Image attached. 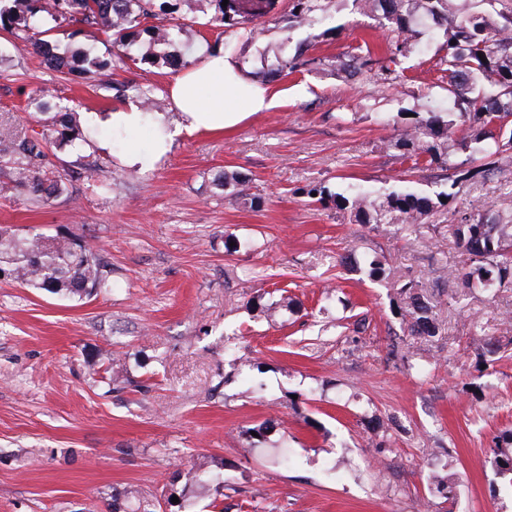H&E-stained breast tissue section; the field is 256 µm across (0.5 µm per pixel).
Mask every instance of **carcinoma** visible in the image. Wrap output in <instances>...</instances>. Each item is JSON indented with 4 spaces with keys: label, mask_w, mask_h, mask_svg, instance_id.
<instances>
[{
    "label": "carcinoma",
    "mask_w": 512,
    "mask_h": 512,
    "mask_svg": "<svg viewBox=\"0 0 512 512\" xmlns=\"http://www.w3.org/2000/svg\"><path fill=\"white\" fill-rule=\"evenodd\" d=\"M215 15L211 23L226 29L237 28L253 40L254 22L266 16L275 0H259L244 8L240 0H213ZM329 0H289L283 26L284 44L290 31L324 21ZM355 8L397 33L395 44L385 64L380 65L386 84L404 76L397 71L398 59L405 56L418 40L419 26L428 24L442 32L441 55L435 62L441 88L448 93L453 109L427 113L406 122L386 143L413 166L421 160L448 172L450 187L463 181L497 177L512 165V0H471L470 8L460 11L454 0H352ZM176 5L168 0H0V32L21 41L48 67L62 73L80 68L84 73L101 74L122 69L135 60L138 45L146 44L149 53L141 56L147 63L161 62L173 68L181 66L182 55L171 47L188 24L173 16ZM80 23L110 38L112 59H99L88 51L60 48L51 40L63 23ZM339 70L351 76L372 68L370 52L347 53L338 58ZM315 63L307 58L304 44L294 53L283 52L270 67L274 77ZM83 131L80 113L66 112L52 120L31 137L13 139L0 154L12 166V182L34 203L62 196L67 191L65 178L47 173L35 165L45 156V149L67 147L81 150ZM464 153L467 161L480 164L464 167L453 158ZM315 194L319 203L332 202L337 209L349 211L359 224H398L421 239L438 229L429 218L438 208L456 199V193H440L437 200L412 192H390L370 198L361 188L350 186L344 193H331L313 186L306 194ZM459 222L448 225L455 238L462 263L450 271L462 287L472 291L485 288L483 279L495 280L494 287H512V214L475 218L457 211ZM9 278L24 286L44 290L69 299L83 300L111 287L100 258L73 237L46 236L28 232L5 235L0 231V268ZM399 301L398 310L404 330L411 337L430 339L442 334L435 317V294L411 279L391 282ZM288 299L258 304L259 313L268 319L288 310ZM501 339L480 335L477 347L483 363L495 361ZM488 459L498 474L509 477L512 487V429L499 432L492 439ZM187 488H203L209 479L194 469L176 472ZM135 502L132 512H161L160 500L144 501L135 490L127 492Z\"/></svg>",
    "instance_id": "cac0c4a2"
}]
</instances>
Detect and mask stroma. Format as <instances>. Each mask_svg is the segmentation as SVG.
<instances>
[{"label": "stroma", "instance_id": "1", "mask_svg": "<svg viewBox=\"0 0 512 512\" xmlns=\"http://www.w3.org/2000/svg\"><path fill=\"white\" fill-rule=\"evenodd\" d=\"M287 10L278 0L245 41L209 25L210 0H181L178 16L193 22L184 65L227 48L278 105L228 130H182L148 169L125 157L152 152L154 119L126 129L103 117L137 103L140 85L177 123L175 70L140 62L104 85L48 69L0 33V134L31 135L43 110L73 108L87 139L77 155L47 150L46 169L73 174L67 195L34 205L0 174V227L80 239L111 283L80 302L0 280V512H112L132 488L168 497L163 512H207L215 491L174 479L191 466L223 472L224 512H512L486 460L492 437L512 428V344L484 367L469 334L475 322L498 333L512 288L490 298L442 274L459 261L448 232L457 211L512 213V172L463 183L425 242L311 202L314 184L374 196L447 190L440 169L409 171L385 148L400 112L447 107L433 69L443 36L424 29L401 61L407 79L393 86L376 70L350 80L337 56L364 44L382 55L397 36L352 0H332L335 34L321 23L292 33L315 65L269 80ZM384 92L382 121L367 105ZM220 171L245 176L262 205L214 185ZM95 176L111 192L93 190ZM351 254L386 258L394 275L436 289L442 336L404 335L393 290L342 265ZM275 286L287 288L291 311L256 317L254 301ZM228 346L254 367L234 365ZM423 359L431 372L421 379L413 365ZM268 419L256 443L249 430ZM281 448L285 467L275 462ZM446 475L452 499L430 495Z\"/></svg>", "mask_w": 512, "mask_h": 512}]
</instances>
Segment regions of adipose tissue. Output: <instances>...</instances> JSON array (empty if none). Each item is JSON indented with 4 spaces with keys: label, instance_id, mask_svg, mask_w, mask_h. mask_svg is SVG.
I'll return each instance as SVG.
<instances>
[{
    "label": "adipose tissue",
    "instance_id": "adipose-tissue-1",
    "mask_svg": "<svg viewBox=\"0 0 512 512\" xmlns=\"http://www.w3.org/2000/svg\"><path fill=\"white\" fill-rule=\"evenodd\" d=\"M169 95L182 125L192 130L231 127L276 104L269 85L245 82L233 61L209 54L176 76Z\"/></svg>",
    "mask_w": 512,
    "mask_h": 512
}]
</instances>
